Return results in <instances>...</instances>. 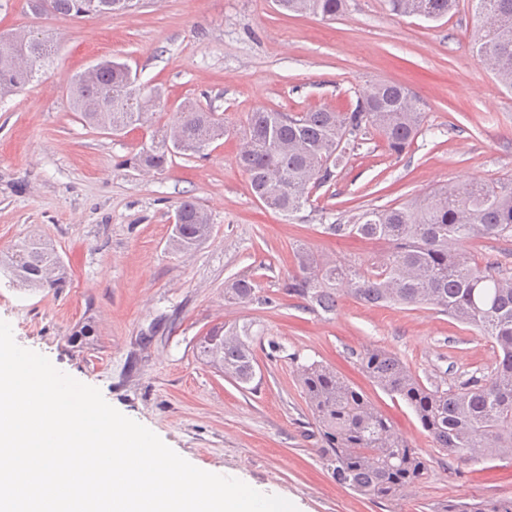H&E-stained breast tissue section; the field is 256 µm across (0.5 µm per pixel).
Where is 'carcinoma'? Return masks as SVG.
<instances>
[{"label": "carcinoma", "instance_id": "cac0c4a2", "mask_svg": "<svg viewBox=\"0 0 512 512\" xmlns=\"http://www.w3.org/2000/svg\"><path fill=\"white\" fill-rule=\"evenodd\" d=\"M45 11L62 16L104 19L135 9L139 0H46ZM472 51L498 83L512 91V0H474ZM290 13L334 19L346 0H276ZM395 14L438 21L457 0H387ZM54 44L33 38L22 44L0 36V99L32 84L50 63ZM70 105L90 127L119 132L150 127L160 92L138 82L124 62L105 61L91 79L69 82ZM425 113L404 86L372 84L355 106L277 112L257 107L235 130L210 109L184 104L152 135L138 155L147 171L164 169L177 155L202 157L230 135L240 136L236 166L256 198L292 217L314 191L330 183L334 170L359 148V136L373 130L400 156L421 134ZM171 248L187 254L212 233L210 215L193 200L177 207ZM336 237L382 240L383 259L370 266L354 260L321 262L305 246L295 248L294 270L283 293L304 300L312 310L336 312L338 298L352 296L369 305L429 308L489 338L497 351L495 367L476 370L453 385L421 379L394 352L380 347L357 353L360 369L383 391L414 412L433 446L479 463L512 457V266L499 258L480 259L463 249L473 239L512 242V178L445 185L399 206L364 209L348 223L325 225ZM68 269L54 243L35 234L0 253V279L9 288H58ZM255 283L232 278L224 299L242 304L255 299ZM250 324L209 330L196 345L197 356L244 388L256 378ZM298 380L326 443L327 468L337 483L379 499L393 500L418 484L427 461L400 435L368 397L336 369L304 364ZM436 512H512V500H448Z\"/></svg>", "mask_w": 512, "mask_h": 512}]
</instances>
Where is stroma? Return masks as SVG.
<instances>
[{"instance_id":"obj_1","label":"stroma","mask_w":512,"mask_h":512,"mask_svg":"<svg viewBox=\"0 0 512 512\" xmlns=\"http://www.w3.org/2000/svg\"><path fill=\"white\" fill-rule=\"evenodd\" d=\"M474 4L439 22L392 14L385 0H348L333 20L285 15L274 0H141L103 20L35 12L0 0V33L53 37L55 62L0 100V250L32 234L50 238L69 268L63 287L0 285V320L16 342L98 388L194 466L291 500L299 512H435L448 499L512 498V458L460 463L433 447L412 410L360 371L367 347L395 352L420 378L447 382L490 371L486 337L436 311L371 306L340 297L318 314L287 296L293 250L370 264L377 240L339 239L326 224L356 208L396 206L433 188L512 176V92L471 50ZM112 57L161 89L168 111L195 102L238 126L264 106L280 112L346 110L372 83L405 86L428 129L402 156L375 132L288 219L251 192L235 164L236 137L207 157L177 156L163 171L135 163L150 129L88 127L69 102L72 76ZM210 213V238L191 255L168 246L182 199ZM246 277L256 297L224 301ZM91 323L93 345L69 338ZM250 323L257 377L239 388L200 362L209 329ZM331 365L363 391L428 462L421 484L392 501L337 484L297 381L298 365Z\"/></svg>"}]
</instances>
